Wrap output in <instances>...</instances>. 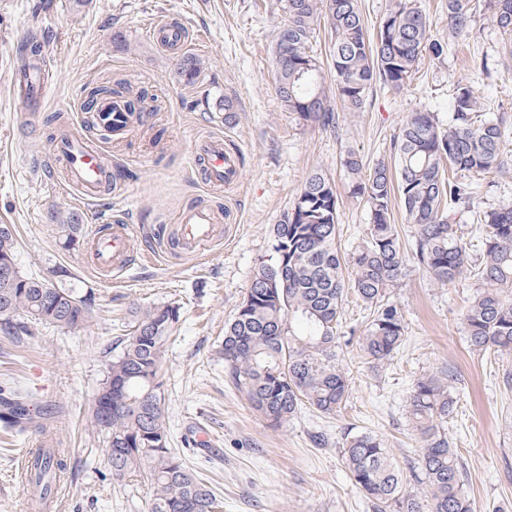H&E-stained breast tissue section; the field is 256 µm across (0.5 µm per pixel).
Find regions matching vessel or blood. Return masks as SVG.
<instances>
[{
    "instance_id": "obj_1",
    "label": "vessel or blood",
    "mask_w": 512,
    "mask_h": 512,
    "mask_svg": "<svg viewBox=\"0 0 512 512\" xmlns=\"http://www.w3.org/2000/svg\"><path fill=\"white\" fill-rule=\"evenodd\" d=\"M151 33L159 46L175 53L182 51L185 32L180 25L161 21L153 26ZM45 92V59L38 54L28 60L20 84V99L29 111L36 112L41 108ZM93 112L96 123L115 145L124 143L131 128L143 120L142 114L131 111L129 100L123 95L100 98ZM54 152L66 187L76 190L85 202H94L115 181L102 144L68 131L59 136ZM195 161L210 191L218 193L238 185L241 156L235 147L225 144L223 136H210L200 141ZM223 220V213L209 206L185 207L176 218V246L188 254L204 253L222 234ZM83 248L89 264L102 272L119 274L142 261L141 253L133 246V227L121 215L115 216L111 224L91 230Z\"/></svg>"
}]
</instances>
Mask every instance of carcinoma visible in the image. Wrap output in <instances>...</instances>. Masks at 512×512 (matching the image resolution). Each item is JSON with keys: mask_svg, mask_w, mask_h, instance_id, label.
Instances as JSON below:
<instances>
[{"mask_svg": "<svg viewBox=\"0 0 512 512\" xmlns=\"http://www.w3.org/2000/svg\"><path fill=\"white\" fill-rule=\"evenodd\" d=\"M447 7L450 37L467 35L475 23L470 0H448ZM485 7L511 36L512 0H485ZM281 8L286 19L275 39L280 59L276 93L304 125L335 126L332 101L345 112H359L374 82L399 90L422 58L439 59L448 51V41L432 34L417 0H394L372 37L358 0H282ZM322 18L330 28L331 85L312 47L315 23ZM477 104L473 86L458 81L448 128L432 112L412 113L398 134L392 168L379 162L366 170L356 153L347 154L344 166L352 193L367 198L372 221L364 245L352 254L336 248L338 200L331 179L321 172L307 178L291 211L273 226L269 258L255 268L221 342L227 378L270 425L288 422L303 406L331 415L348 402L350 382L336 354L348 297L370 311L358 340L363 357L380 363L403 345L404 318L388 300L405 270L400 235L391 220L395 197L415 227V255L430 277L444 286L464 274L475 281L462 314L469 346L483 354L512 351V205L478 216L481 249L475 259L453 218L473 195L467 175L500 168L504 146L512 140L503 121L474 115ZM82 232L77 214L58 217L62 247L75 248ZM16 246L14 230L0 224V268L14 269L9 284L0 287V300L10 307L3 313L0 305V330L24 336L40 326L77 328L97 317L93 290L68 286L63 268L51 271L52 282L24 273ZM131 317L130 332L106 362L93 408L107 442L110 480L121 486L133 476L146 478L153 489L148 512H218L221 502L214 488L170 447L162 361L181 307H137ZM453 382V371L442 367L412 386L408 409L421 443L412 477L425 486L424 497L409 493L407 476L381 438L372 433L346 438L345 464L376 512H474L464 465L443 427L454 410ZM33 414L26 399L0 391L1 427L24 433L33 426ZM66 469L54 448L31 458L27 484L38 494L40 512L51 508L52 487Z\"/></svg>", "mask_w": 512, "mask_h": 512, "instance_id": "1", "label": "carcinoma"}]
</instances>
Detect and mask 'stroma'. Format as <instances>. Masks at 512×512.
<instances>
[{
	"instance_id": "obj_1",
	"label": "stroma",
	"mask_w": 512,
	"mask_h": 512,
	"mask_svg": "<svg viewBox=\"0 0 512 512\" xmlns=\"http://www.w3.org/2000/svg\"><path fill=\"white\" fill-rule=\"evenodd\" d=\"M473 2L474 28L453 40L447 55L424 59L403 89L376 84L362 111L337 112L336 126L324 128L300 124L276 94L280 0L260 8L254 0H0V224L16 229L21 270L45 277L54 267L67 268L101 306L97 321L77 329L42 326L17 339L0 334V383L18 381L48 410L39 429L16 436L0 431V512H29L17 469L23 448L45 432L69 466L52 512H147L148 482L107 481L106 443L93 404L132 309L164 302L180 303L182 314L163 357L171 445L213 484L224 512H373L350 478L342 444L347 436L374 433L410 473L420 446L408 414L410 392L417 378L446 365L457 381L444 428L467 470L476 512L498 506L512 512V393L501 384L512 352L470 349L461 317L474 282L465 276L443 286L419 267L415 229L400 200L392 202L393 222L408 267L389 299L404 317L406 341L378 365L361 358L357 344L339 346L351 386L345 408L327 416L305 407L282 427H270L225 377L219 347L254 268L269 253L274 224L311 173L323 172L336 187L337 245L349 252L367 237L370 208L350 190L342 166L348 152L369 168L391 159L410 113L432 112L447 123L453 83L461 77L472 82L481 117L512 126V56L503 55L512 38L494 26L483 0ZM160 18L185 28L182 54L154 42L151 28ZM33 39L45 44L48 71L46 105L36 116L25 112L10 83L11 67ZM185 55L201 63L191 84L178 73ZM119 80L146 91L155 110L107 152L122 167L125 188L87 205L62 185L53 143L70 119L84 138L98 140V131L81 120L87 94ZM226 96L237 105L229 124L218 108ZM218 134L243 157L231 228L201 257L166 249L152 234L155 225L175 229L177 214L190 203L224 204L194 167L199 140ZM477 182L471 208L456 215L468 238L480 211L512 204V161ZM68 212L88 228L125 215L137 228L136 249L154 248L155 260L120 278L92 268L82 250L56 244L55 216Z\"/></svg>"
}]
</instances>
